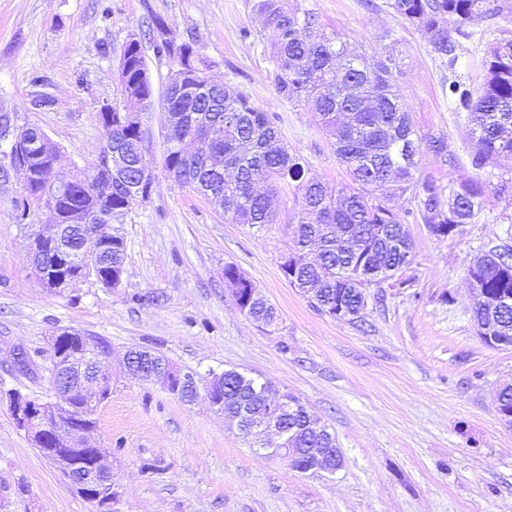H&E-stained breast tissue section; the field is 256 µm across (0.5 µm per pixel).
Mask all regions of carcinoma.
<instances>
[{
    "label": "carcinoma",
    "instance_id": "1",
    "mask_svg": "<svg viewBox=\"0 0 512 512\" xmlns=\"http://www.w3.org/2000/svg\"><path fill=\"white\" fill-rule=\"evenodd\" d=\"M387 7L408 21L427 39L453 77L448 79V99L453 111L467 113L473 128L471 165L480 170L490 157L500 161V190L512 189V34L490 47L484 63L481 91L473 90L455 76L464 43L475 35L473 25L492 20L509 9L506 0H387ZM255 11L264 19L267 41L275 66L277 93L287 100L305 101L317 124L331 128L334 151L345 167L349 183L336 188L308 175L302 159L288 152L273 116L255 106L233 87L216 81L197 43L164 39L157 53L178 59L187 73L196 74V89L181 91L169 82L163 91V107L180 126L192 152L177 142L166 147L165 169L181 186H189L224 213L230 224L261 227L279 221L270 198L291 191L300 211L295 221L294 250L298 263L290 283L299 290L318 289L310 305L336 317V305L350 316L359 305L356 285L374 278L403 288L404 254L376 242L380 230L400 232L404 224L395 211V197L411 193L424 224H445L438 236L452 237L472 223L481 210L484 185L467 180L438 185L416 178V156L422 146L441 158H453L442 137L425 141L413 129L403 94L390 84L396 60L375 54H352L321 30L313 15L300 18L288 11L283 0H255ZM122 60L123 107L143 112L153 98L141 40L131 38ZM103 138L118 153L113 161L121 172H112V194L103 199L91 190V181L103 170L67 169V158L39 127L23 122L0 123V154L12 152L13 160L34 174L21 199L12 203L14 223L39 243V226L32 216L45 214V223L60 228L56 246L34 254L35 278L45 288L56 287L62 277L80 275L84 257L82 238L92 224L107 215L117 220L137 204L133 190L139 184L140 148L144 131L127 112L112 111L102 122ZM224 154V168L207 162V154ZM496 260L474 257L467 280L485 289L492 299L512 296V247L496 245L486 250ZM126 247L119 228H112L94 265L93 279L105 288L114 287L125 271ZM494 318L497 335L512 343V305L494 311L473 304L472 319ZM53 352L79 359L85 353L78 337L61 336ZM252 396L239 389V380L224 381L217 392L223 410H236ZM298 448H331L341 453L336 438L325 439L303 430L302 417L294 421Z\"/></svg>",
    "mask_w": 512,
    "mask_h": 512
}]
</instances>
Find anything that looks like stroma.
I'll return each instance as SVG.
<instances>
[{
    "instance_id": "stroma-1",
    "label": "stroma",
    "mask_w": 512,
    "mask_h": 512,
    "mask_svg": "<svg viewBox=\"0 0 512 512\" xmlns=\"http://www.w3.org/2000/svg\"><path fill=\"white\" fill-rule=\"evenodd\" d=\"M386 0H285L312 14L349 48L393 52L391 82L422 137L447 140L445 162L429 150L418 176L445 184L480 180L481 210L462 234L439 239L410 218L417 203L398 200L416 254L414 284L370 288L363 318L337 320L310 306L284 279L280 254L291 247L294 196H279L278 223L255 230L228 224L202 196L164 168L162 93L172 62L158 57L152 32L143 53L153 105L141 113L149 133V198L122 219L125 275L117 288L88 281L62 291L37 282L29 241L12 218L18 179L0 184V388L48 398L49 340L61 329L105 338L112 393L99 407L95 439L108 453L122 512H512V427L494 395L512 384V349L485 345L471 321L465 269L479 252L512 245V191L500 170H475L470 125L448 101V69L414 26ZM253 0H0V105L19 112L82 170L97 162L104 129L98 112L122 101L117 67L131 35L166 21L176 40L195 39L211 75L275 118L290 153L311 175L346 182L333 138L308 107L281 98L275 66ZM458 74L483 81L489 42L512 29V13L476 23ZM235 265L276 308V326L247 317L224 287ZM145 347L200 376L235 369L271 394L287 391L330 426L344 464L333 474H302L251 447L205 398L185 404L118 365ZM34 361L14 366L17 349ZM0 512H94L0 404Z\"/></svg>"
}]
</instances>
